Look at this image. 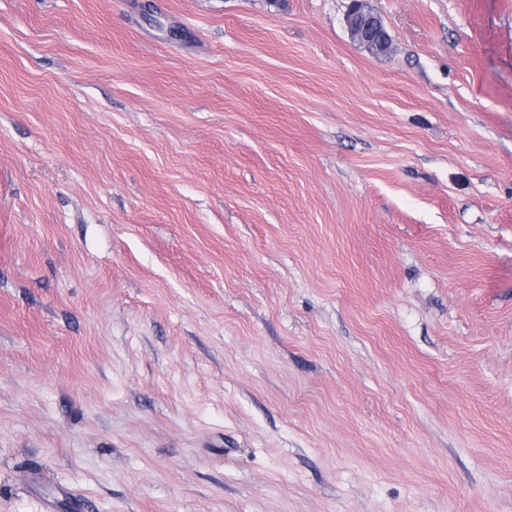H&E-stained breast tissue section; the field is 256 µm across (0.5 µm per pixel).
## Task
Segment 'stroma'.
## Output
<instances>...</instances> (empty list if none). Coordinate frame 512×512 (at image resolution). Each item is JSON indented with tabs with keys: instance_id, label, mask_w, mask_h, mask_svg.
Wrapping results in <instances>:
<instances>
[{
	"instance_id": "35a3bbf8",
	"label": "stroma",
	"mask_w": 512,
	"mask_h": 512,
	"mask_svg": "<svg viewBox=\"0 0 512 512\" xmlns=\"http://www.w3.org/2000/svg\"><path fill=\"white\" fill-rule=\"evenodd\" d=\"M0 0V512H512V0ZM345 23L353 39L375 52H387L390 37L382 19L367 6L366 0H350Z\"/></svg>"
}]
</instances>
